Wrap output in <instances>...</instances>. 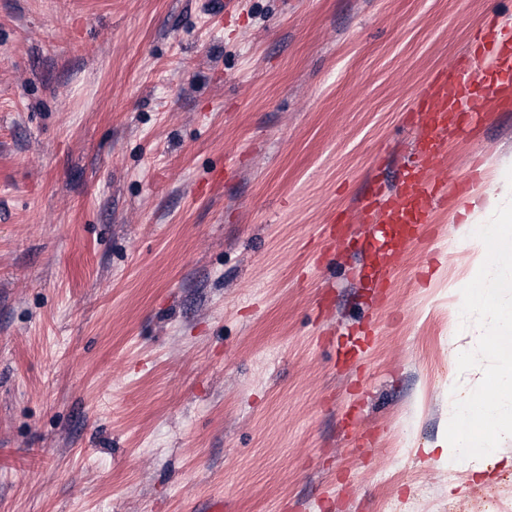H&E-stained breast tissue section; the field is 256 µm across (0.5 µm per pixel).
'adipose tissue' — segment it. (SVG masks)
<instances>
[{"label": "adipose tissue", "instance_id": "obj_1", "mask_svg": "<svg viewBox=\"0 0 512 512\" xmlns=\"http://www.w3.org/2000/svg\"><path fill=\"white\" fill-rule=\"evenodd\" d=\"M472 204L474 213L494 212L498 222L462 295L471 309L489 311L492 317L479 333L477 345H455L449 354L481 375L485 391L461 401L449 421L447 438L438 446L442 462L479 473L496 437H512V404L491 403L493 397L512 396V309L502 307L504 299H512V180L473 197ZM488 355L494 365H485Z\"/></svg>", "mask_w": 512, "mask_h": 512}]
</instances>
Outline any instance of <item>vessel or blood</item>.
<instances>
[{"mask_svg":"<svg viewBox=\"0 0 512 512\" xmlns=\"http://www.w3.org/2000/svg\"><path fill=\"white\" fill-rule=\"evenodd\" d=\"M512 97V35L489 36L485 45L451 68L435 73L415 100L420 142L412 164L396 192L375 187L367 197L359 223L369 235L380 226L393 225L392 252L374 270L382 280L395 266L406 247L419 239L442 206L448 184L441 178L442 162L454 135L478 124Z\"/></svg>","mask_w":512,"mask_h":512,"instance_id":"b4317fda","label":"vessel or blood"}]
</instances>
